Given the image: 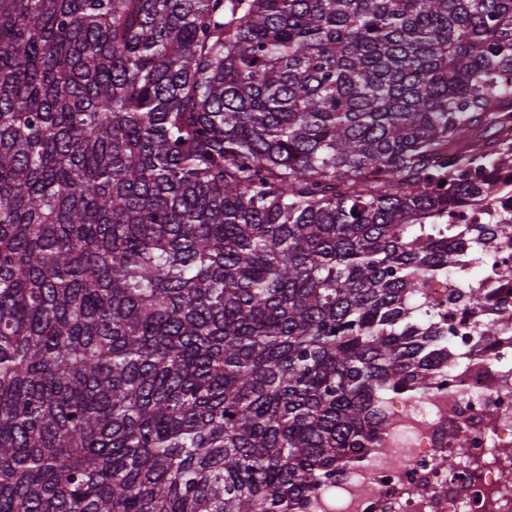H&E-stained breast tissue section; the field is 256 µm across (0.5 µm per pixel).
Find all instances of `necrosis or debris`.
I'll use <instances>...</instances> for the list:
<instances>
[{
	"label": "necrosis or debris",
	"instance_id": "4bbe7bcc",
	"mask_svg": "<svg viewBox=\"0 0 512 512\" xmlns=\"http://www.w3.org/2000/svg\"><path fill=\"white\" fill-rule=\"evenodd\" d=\"M476 266L488 302L449 337L443 382L391 399L392 427L313 494L308 512H512L504 478L512 470V331L483 338L471 329L512 316V258L464 250L460 270L433 281L428 295L447 312L462 273Z\"/></svg>",
	"mask_w": 512,
	"mask_h": 512
}]
</instances>
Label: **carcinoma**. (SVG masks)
Returning a JSON list of instances; mask_svg holds the SVG:
<instances>
[{
	"mask_svg": "<svg viewBox=\"0 0 512 512\" xmlns=\"http://www.w3.org/2000/svg\"><path fill=\"white\" fill-rule=\"evenodd\" d=\"M474 202L511 249L512 0H0V512H298Z\"/></svg>",
	"mask_w": 512,
	"mask_h": 512,
	"instance_id": "1",
	"label": "carcinoma"
}]
</instances>
